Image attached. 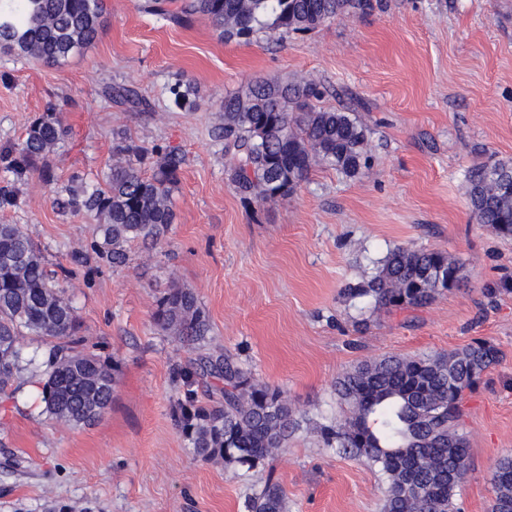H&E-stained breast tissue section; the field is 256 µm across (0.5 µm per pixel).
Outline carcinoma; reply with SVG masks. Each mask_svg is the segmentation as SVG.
Listing matches in <instances>:
<instances>
[{
    "label": "carcinoma",
    "instance_id": "carcinoma-1",
    "mask_svg": "<svg viewBox=\"0 0 512 512\" xmlns=\"http://www.w3.org/2000/svg\"><path fill=\"white\" fill-rule=\"evenodd\" d=\"M372 0H144L141 9L177 24L207 19L224 42L249 43L259 33L283 37L305 33L346 12H366ZM106 0H0V54L60 65L98 38ZM132 109L150 103L135 90L107 91ZM174 103L192 110L197 92L172 89ZM321 92L302 80L266 79L224 97L222 121L214 128L224 141V167L234 191L257 203L290 195L312 164L354 177L368 165L365 127L349 113L319 107ZM70 135L57 114L34 119L23 141L0 152L4 172L22 181L36 171L54 180L50 156ZM102 179H75L56 200L65 213H89L100 220V239L90 250L114 265L126 260L125 245L158 244L174 223L170 202L182 156L171 149L148 150L115 138ZM153 155L152 174L142 171ZM469 201L477 223L512 238V161L484 164L469 173ZM458 260L441 251L397 247L378 261L363 283L342 290L352 300L369 298L376 311L420 308L458 286ZM156 329L186 342L208 331L194 292L177 284L153 313ZM79 319L64 298L57 274L20 224H0V396L9 395L15 376L41 372L44 411L74 426L96 422L112 403L114 366L80 351ZM48 346L41 361L26 352L23 336ZM499 360L498 350L476 341L447 355L390 356L366 361L336 381L346 410L319 426L326 447L378 470L384 480L382 512H457L460 478L469 472V448L458 432L465 391ZM206 375L224 381V403L197 404L191 386ZM184 400L178 422L196 457L222 458L250 468L283 448L301 427L284 393L247 374L231 356H205L181 370ZM491 512H512V455L492 467ZM286 493L268 482L250 496L246 512H285Z\"/></svg>",
    "mask_w": 512,
    "mask_h": 512
}]
</instances>
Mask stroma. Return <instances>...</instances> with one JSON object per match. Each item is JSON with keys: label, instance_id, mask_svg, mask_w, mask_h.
Segmentation results:
<instances>
[{"label": "stroma", "instance_id": "35a3bbf8", "mask_svg": "<svg viewBox=\"0 0 512 512\" xmlns=\"http://www.w3.org/2000/svg\"><path fill=\"white\" fill-rule=\"evenodd\" d=\"M108 3L99 39L64 64L0 59V150L51 107L70 129L51 160L55 181L18 183L0 224L24 225L50 270L73 269L61 287L80 334L116 369L112 404L89 426L42 414L26 373L0 398V512H246L270 478L285 490L286 512H381L377 469L326 448L315 430L340 410L337 379L365 360L477 340L501 359L463 399L458 430L471 466L457 506L489 512L493 463L512 453V292L502 287L512 280V238L476 223L468 172L512 160V0H381L368 14L248 44L224 43L203 18L179 26L137 0ZM270 78L304 79L321 90V106L359 120L367 174L318 164L287 198L241 199L212 129L225 96ZM181 82L197 88V110L174 105ZM108 84L138 91L151 111L105 98ZM117 131L184 155L171 192L176 220L159 245L130 242L121 266L92 254L76 269L72 255L97 238L99 222L53 201L72 176L107 170ZM399 246L457 258L460 286L405 311L342 297ZM175 283L207 316L202 344L153 325ZM224 353L309 421L251 469L198 460L176 423L179 370Z\"/></svg>", "mask_w": 512, "mask_h": 512}]
</instances>
